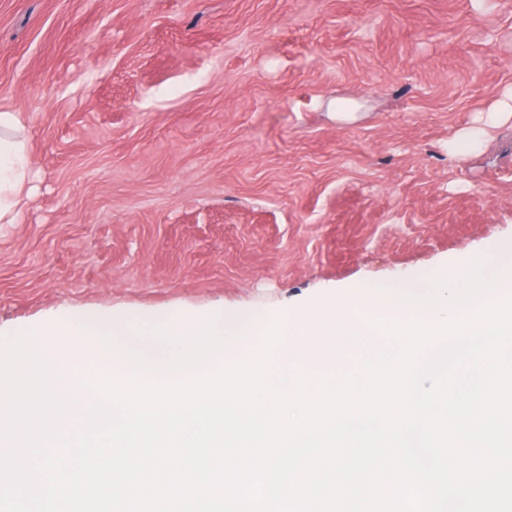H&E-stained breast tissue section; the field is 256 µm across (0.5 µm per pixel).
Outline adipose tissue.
<instances>
[{
  "mask_svg": "<svg viewBox=\"0 0 512 512\" xmlns=\"http://www.w3.org/2000/svg\"><path fill=\"white\" fill-rule=\"evenodd\" d=\"M28 151L17 113L0 110V223H16L29 194Z\"/></svg>",
  "mask_w": 512,
  "mask_h": 512,
  "instance_id": "1",
  "label": "adipose tissue"
}]
</instances>
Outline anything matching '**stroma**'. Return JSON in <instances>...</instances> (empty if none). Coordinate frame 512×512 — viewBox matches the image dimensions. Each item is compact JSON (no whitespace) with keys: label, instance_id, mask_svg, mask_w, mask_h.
<instances>
[{"label":"stroma","instance_id":"stroma-1","mask_svg":"<svg viewBox=\"0 0 512 512\" xmlns=\"http://www.w3.org/2000/svg\"><path fill=\"white\" fill-rule=\"evenodd\" d=\"M0 109L33 188L0 336L279 315L512 246V0H0Z\"/></svg>","mask_w":512,"mask_h":512}]
</instances>
